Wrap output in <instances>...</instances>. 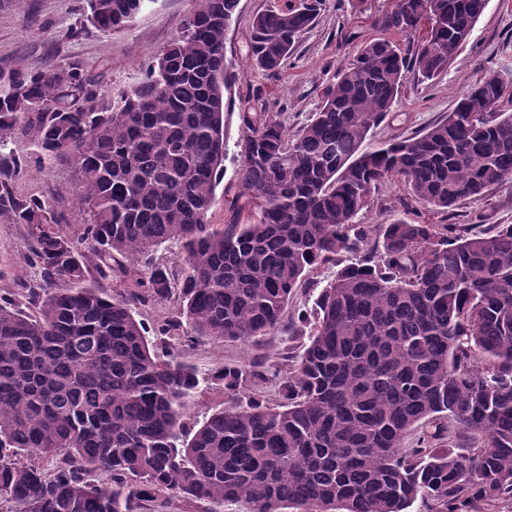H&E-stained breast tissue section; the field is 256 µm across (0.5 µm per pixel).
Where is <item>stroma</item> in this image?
Returning <instances> with one entry per match:
<instances>
[{
    "mask_svg": "<svg viewBox=\"0 0 512 512\" xmlns=\"http://www.w3.org/2000/svg\"><path fill=\"white\" fill-rule=\"evenodd\" d=\"M300 0H239L236 15L224 35V60L237 80L224 99V175L216 188L209 212L211 223H223L237 184L241 162L236 142L242 134L240 112L256 107L288 115L289 131H296L317 112L324 89L335 82L337 69L355 45L350 32L366 38H385L403 52L412 53L419 37L374 27L379 15L391 10L394 0H364L355 12L349 0H328V5L297 44L287 68L270 76L255 70L247 55L251 22L256 12L299 4ZM85 0H0V73L17 62L56 67L80 61L88 73L108 67L112 89L137 85L144 78L148 58L157 55L183 30L192 0H148L144 9L123 31L102 37L81 31ZM495 75L512 85V0H487L468 40L448 68L426 80L408 74L387 118L372 128L364 142L372 149L390 139L423 129L451 112L471 86ZM11 150L26 156L28 166L17 180L20 194L42 196L67 217L66 231L80 234L84 215L75 203V175L49 157L41 155L34 140L20 139ZM457 223L512 224V181L499 184L478 201L464 202L457 210ZM418 217L430 224L444 223L443 214L415 203L404 187L391 183L363 209L356 221L382 224L401 217ZM27 241L16 224L0 223V292L31 280L36 271L24 262ZM289 346L287 335L275 334L261 341L212 343L204 341L190 349L175 348L179 361L208 375L227 364L269 365L281 361Z\"/></svg>",
    "mask_w": 512,
    "mask_h": 512,
    "instance_id": "stroma-1",
    "label": "stroma"
}]
</instances>
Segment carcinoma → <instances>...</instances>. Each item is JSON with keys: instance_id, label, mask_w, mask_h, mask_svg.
<instances>
[{"instance_id": "obj_1", "label": "carcinoma", "mask_w": 512, "mask_h": 512, "mask_svg": "<svg viewBox=\"0 0 512 512\" xmlns=\"http://www.w3.org/2000/svg\"><path fill=\"white\" fill-rule=\"evenodd\" d=\"M148 0H86L83 29L109 36ZM239 0H195L144 79L105 95L73 60L20 65L0 96V222L20 224L38 277L0 295V512H490L512 500V224H357L383 186L455 216L512 180V95L471 87L432 126L361 150L414 71L430 79L466 42L486 0H396L375 24L411 35V55L364 40L318 112H242L230 217L208 220L224 172V32ZM326 0L252 20L249 58L279 74ZM31 137L74 169L85 214L65 216L15 183ZM176 243L184 257L157 262ZM332 265L286 320L305 277ZM127 279L112 295L114 278ZM177 297V315L137 310ZM305 336L279 365H226L224 408L188 406L204 378L153 336L182 345ZM482 358L485 366L474 361ZM273 384L279 402L250 386ZM423 428L416 444L406 437ZM448 441V447L437 444Z\"/></svg>"}]
</instances>
